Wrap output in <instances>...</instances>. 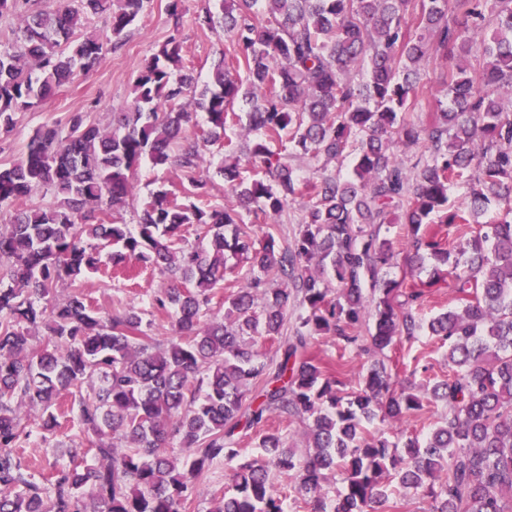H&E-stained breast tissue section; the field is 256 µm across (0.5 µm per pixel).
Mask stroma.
Listing matches in <instances>:
<instances>
[{
    "instance_id": "stroma-1",
    "label": "stroma",
    "mask_w": 512,
    "mask_h": 512,
    "mask_svg": "<svg viewBox=\"0 0 512 512\" xmlns=\"http://www.w3.org/2000/svg\"><path fill=\"white\" fill-rule=\"evenodd\" d=\"M168 0H151L147 9L131 27L125 45L108 53L89 72L78 76L72 83L62 86L45 106L16 113L15 126L8 138H0V165L8 166L23 155L29 139L41 128H55L67 133L72 113H86L97 123H107L112 113L131 106L133 80L144 64L168 38L173 27L166 11ZM218 0H183V18L180 27L183 41V64L198 79H205L214 63H234L236 51L222 29L209 30L196 24L195 19L205 11H218ZM179 171L142 164L136 190V198L123 210L125 223L137 222L141 199L159 189L173 190L181 186ZM163 284L160 276L150 270H141L134 276L110 269H101L85 281V292L93 308L110 311L120 306L134 305L147 308L151 296ZM391 361H398L415 368L417 384L428 385L446 375L448 364L441 349L431 338L418 337L395 345L389 350ZM62 427L56 436L41 437L32 431L24 459L33 464L36 471L44 472L55 464L90 465L93 455L71 459L67 453L71 439L79 433L76 413H68L61 420ZM227 463L215 464L206 479L196 485L185 502L182 512H208L220 500L227 484L224 474Z\"/></svg>"
}]
</instances>
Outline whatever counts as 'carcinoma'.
<instances>
[{
	"label": "carcinoma",
	"mask_w": 512,
	"mask_h": 512,
	"mask_svg": "<svg viewBox=\"0 0 512 512\" xmlns=\"http://www.w3.org/2000/svg\"><path fill=\"white\" fill-rule=\"evenodd\" d=\"M147 3L59 0L24 16L16 47L0 49V134L119 48ZM411 4L224 0L197 23L223 28L236 65L221 60L198 83L176 24L134 78L129 111L105 127L77 112L67 135L39 130L20 161L0 167V210L40 188L55 197L0 224V512H181L214 464L242 455L239 433L276 417L302 423L305 444L262 434L260 455L226 475L231 492L209 512H285L274 472L309 512H382L391 475L425 512H512V109L502 96L512 90V0ZM100 12L110 33L82 34ZM431 57L445 67V97L425 104L420 66ZM235 126L253 175L238 157L224 162L235 204L200 205L206 153L217 145L233 157ZM285 135L289 154L315 162L313 176L288 163ZM398 145L423 151L411 163ZM348 158L350 174L330 169ZM145 160L188 185L144 199L132 229L120 211ZM295 204L301 224L283 243L272 220ZM493 205L501 217L480 221ZM247 217L271 221L261 238ZM397 221L407 236L392 279L398 253L382 229ZM470 224L475 234L448 250L442 227ZM104 262L163 278L151 305L173 336H149L135 306L88 304L82 279ZM241 263L220 316L215 288ZM441 284L454 305L426 320ZM422 333L448 361V376L422 390L379 359L345 391L311 351L312 339L333 336L344 354H382ZM64 394L81 433L70 457L91 451L96 463L38 476L19 451L27 422L34 413L54 434ZM431 405L445 413L423 439L369 431Z\"/></svg>",
	"instance_id": "obj_1"
}]
</instances>
